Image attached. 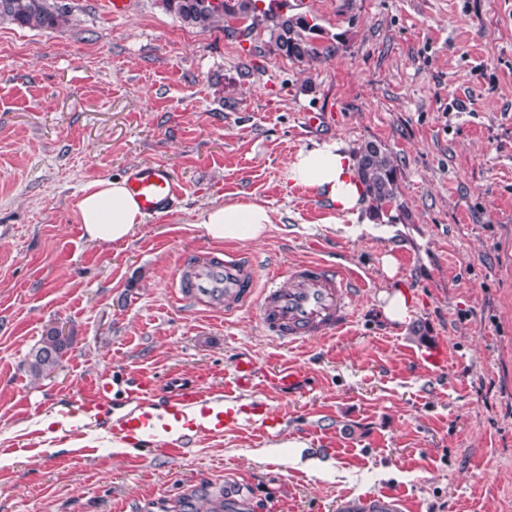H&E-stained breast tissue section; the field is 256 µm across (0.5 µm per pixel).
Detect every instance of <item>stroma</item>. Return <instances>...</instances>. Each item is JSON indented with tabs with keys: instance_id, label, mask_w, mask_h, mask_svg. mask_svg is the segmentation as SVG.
Masks as SVG:
<instances>
[{
	"instance_id": "1",
	"label": "stroma",
	"mask_w": 512,
	"mask_h": 512,
	"mask_svg": "<svg viewBox=\"0 0 512 512\" xmlns=\"http://www.w3.org/2000/svg\"><path fill=\"white\" fill-rule=\"evenodd\" d=\"M59 2L66 26L0 23V448L14 454L0 512H178L204 492L239 512H362L383 492L420 512H512V0H354L348 19L341 0H286L343 36L307 65L269 52L263 30L188 27L158 0L124 19ZM331 139L396 157L406 218L334 229L312 188L285 187L288 160ZM148 163L175 173L179 204L122 244L90 241L82 187ZM240 201L273 211L266 236L209 239L201 212ZM227 249L283 286L311 258L361 275L351 326L290 347L263 332L258 305L190 310L175 271ZM397 286L413 306L403 324L379 299ZM53 326L70 347L32 378L25 362ZM430 343L443 367L413 359ZM241 359L255 378L224 400L237 423L180 460L107 441L59 460L74 442L48 422L94 380L117 416L140 372L161 399L180 383L216 389ZM284 362L305 367L304 391L268 386ZM293 441L327 469L292 463ZM274 443L281 458L266 460Z\"/></svg>"
}]
</instances>
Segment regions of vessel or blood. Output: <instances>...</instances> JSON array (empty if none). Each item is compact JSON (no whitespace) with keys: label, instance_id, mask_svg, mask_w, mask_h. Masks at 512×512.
Masks as SVG:
<instances>
[{"label":"vessel or blood","instance_id":"1","mask_svg":"<svg viewBox=\"0 0 512 512\" xmlns=\"http://www.w3.org/2000/svg\"><path fill=\"white\" fill-rule=\"evenodd\" d=\"M126 185L140 209L154 214L172 206L182 189L170 168L145 164L131 170ZM288 284L276 280L260 282L253 262L233 252L207 254L195 259L191 267L175 272L171 286L181 301L198 312L234 314L252 301L260 303L264 329L282 343L292 345L324 339L343 330L352 318V303L363 282L349 277L323 260H307L288 269ZM305 374L298 365H282L270 385L288 395L301 389ZM154 376L138 375L130 391L141 398L137 410L111 417L109 382L99 380L80 405L79 414L60 412L58 431L70 434L80 427L105 423L113 438L138 443H162L164 455L172 460L187 452L190 433L211 428L223 430L234 424L236 414L224 405L222 394L212 395L192 385L176 386L163 400L152 397Z\"/></svg>","mask_w":512,"mask_h":512}]
</instances>
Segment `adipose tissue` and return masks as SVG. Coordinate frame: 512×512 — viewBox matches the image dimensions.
<instances>
[{"instance_id": "adipose-tissue-1", "label": "adipose tissue", "mask_w": 512, "mask_h": 512, "mask_svg": "<svg viewBox=\"0 0 512 512\" xmlns=\"http://www.w3.org/2000/svg\"><path fill=\"white\" fill-rule=\"evenodd\" d=\"M289 186H308L321 194L335 214L357 219L367 206L356 175V159L342 143L324 141L300 150L286 165ZM77 215L89 240L98 244L127 241L144 215L124 181L100 179L83 187ZM274 222L272 210L256 202H236L207 208L200 225L215 241L255 242Z\"/></svg>"}]
</instances>
